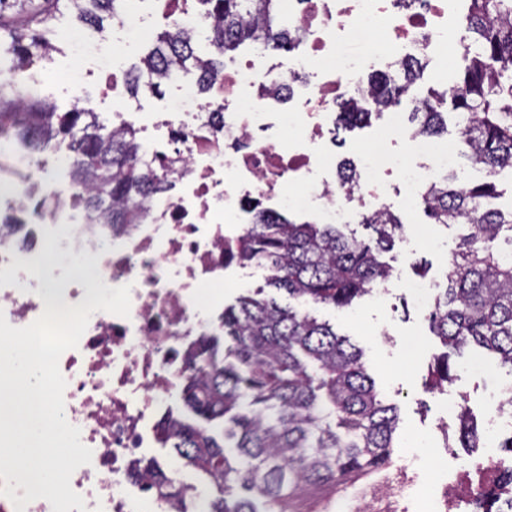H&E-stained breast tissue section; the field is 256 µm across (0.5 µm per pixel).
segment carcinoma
Returning <instances> with one entry per match:
<instances>
[{"label":"carcinoma","instance_id":"obj_1","mask_svg":"<svg viewBox=\"0 0 512 512\" xmlns=\"http://www.w3.org/2000/svg\"><path fill=\"white\" fill-rule=\"evenodd\" d=\"M127 0H0V69L10 71L54 50L53 21L61 9L86 27L122 19ZM211 50L197 53L198 38L163 32L142 66L130 71L129 89L140 92L145 74L198 70L210 76L224 68V55L246 41L267 35L289 50L294 39L274 23L278 0H201ZM463 63L448 89H411L420 71L369 81L376 108L349 106L339 112L345 126L370 120L380 108L404 99L418 106L412 116L428 138L446 129L450 106L463 117L462 155L485 172V180L457 186L444 174L427 185L421 202L435 224H463L445 275L429 309L430 330L445 351L434 356L427 389L440 390L452 379L451 357L474 344L498 356L512 372V210L492 206L496 180L512 174V0H469L462 20ZM70 139L72 184L85 190L84 208L92 224L100 220L119 232L144 217L146 194L172 188L168 172L139 163L142 144L131 125L116 131L101 113L73 104L58 112L44 100L26 102L14 85L0 83V139L39 153L57 139ZM366 238L346 235L337 224H300L263 211L238 239L232 259L272 272L268 285L287 295L242 296L224 307L226 352L215 336L202 338L191 358L192 376L180 399L192 413L211 422L224 420L218 435L207 427L167 419L161 441L208 478L200 512H329L336 493L356 479L384 472L391 461L399 414L384 403L362 363V350L310 311L314 306L344 309L391 275L379 260L393 248L403 228L387 209L362 216ZM459 441L476 448L479 432L466 410L458 414ZM144 471L176 512H189L183 492L160 466ZM480 473L482 512H512V471L491 463Z\"/></svg>","mask_w":512,"mask_h":512}]
</instances>
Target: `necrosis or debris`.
I'll return each instance as SVG.
<instances>
[{
  "label": "necrosis or debris",
  "instance_id": "4bbe7bcc",
  "mask_svg": "<svg viewBox=\"0 0 512 512\" xmlns=\"http://www.w3.org/2000/svg\"><path fill=\"white\" fill-rule=\"evenodd\" d=\"M462 16L461 0H418L410 10L399 0H288L295 48L282 54L253 44L208 89L186 73L179 103L161 100L153 122L165 134L143 142V153L153 165L173 164L177 192L152 198L145 221L126 234L86 223L79 191L45 183L22 157L31 173L14 187L13 203L34 211L56 269L43 273L41 251L18 249L1 232L0 314L23 328L45 305L81 304L92 284L131 288L129 316L93 313L77 347L59 359L65 418L92 451L71 476L87 512H170L139 472L159 423L173 414L192 352L220 330L216 291L237 242L227 225L255 207L316 210L325 223L350 224L349 202L380 201L389 175L412 203L424 183L456 164L457 143L433 145L408 131L406 112L394 108L386 125L408 150H364L351 188L318 174L337 104L353 96L368 104L367 72L393 74L405 61L447 65L462 48L448 28ZM288 126L289 142L279 135ZM292 182L303 184L304 198L289 195ZM426 493L404 469L394 492L371 491L366 509L403 512L402 500Z\"/></svg>",
  "mask_w": 512,
  "mask_h": 512
}]
</instances>
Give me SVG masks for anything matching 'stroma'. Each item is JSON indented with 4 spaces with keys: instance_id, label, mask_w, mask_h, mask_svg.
Masks as SVG:
<instances>
[{
    "instance_id": "1",
    "label": "stroma",
    "mask_w": 512,
    "mask_h": 512,
    "mask_svg": "<svg viewBox=\"0 0 512 512\" xmlns=\"http://www.w3.org/2000/svg\"><path fill=\"white\" fill-rule=\"evenodd\" d=\"M54 30L56 49L50 58L41 60L35 74L37 96L65 112L73 105L75 84H82L88 94L97 95L98 68L94 57L72 54L71 45L82 28L69 12L58 14ZM153 109L149 102L135 107L127 92L109 97L100 106L108 125L129 121L141 139L155 133L149 122ZM372 148L392 151L401 148L379 119L364 126L337 129L331 162L336 165L343 160L357 161L361 151ZM382 204L404 222L403 232L390 252L392 275L386 283V295L378 300L362 299L345 310L324 307L319 314L362 348L363 361L378 390L399 409L400 429L392 453L393 465L401 464L410 441H419L422 477L432 480L437 465L449 457L472 462L481 458L480 453L460 447L454 430L457 420L447 412L449 402L467 408L477 423H485L491 397L500 383L512 379V373L490 359L476 369L463 357L456 360L452 369L454 379L444 392L426 391L433 356L441 352L442 345L429 332L427 311L418 305L409 284L415 280L443 281L458 237L465 228L432 223L420 204H404L394 188Z\"/></svg>"
}]
</instances>
